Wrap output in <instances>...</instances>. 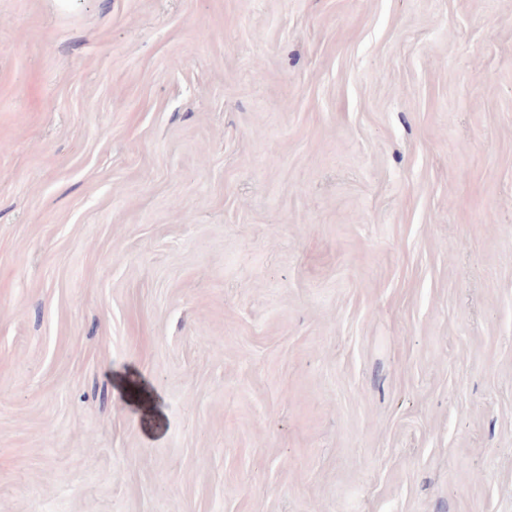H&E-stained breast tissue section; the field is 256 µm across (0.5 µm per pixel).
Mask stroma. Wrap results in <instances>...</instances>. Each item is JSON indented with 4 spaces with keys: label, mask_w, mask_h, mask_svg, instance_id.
Segmentation results:
<instances>
[{
    "label": "stroma",
    "mask_w": 512,
    "mask_h": 512,
    "mask_svg": "<svg viewBox=\"0 0 512 512\" xmlns=\"http://www.w3.org/2000/svg\"><path fill=\"white\" fill-rule=\"evenodd\" d=\"M0 512H512V0H0Z\"/></svg>",
    "instance_id": "35a3bbf8"
}]
</instances>
